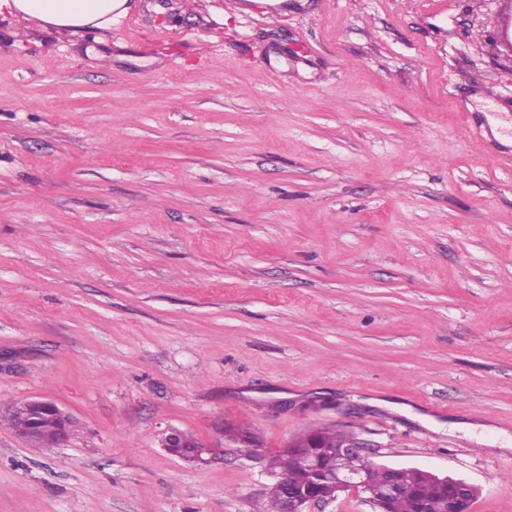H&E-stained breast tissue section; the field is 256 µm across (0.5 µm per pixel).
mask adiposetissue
Here are the masks:
<instances>
[{
    "label": "adipose tissue",
    "instance_id": "ef3b65f1",
    "mask_svg": "<svg viewBox=\"0 0 512 512\" xmlns=\"http://www.w3.org/2000/svg\"><path fill=\"white\" fill-rule=\"evenodd\" d=\"M57 30L109 28L128 11V0H0V10Z\"/></svg>",
    "mask_w": 512,
    "mask_h": 512
}]
</instances>
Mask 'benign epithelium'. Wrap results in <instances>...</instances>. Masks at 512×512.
I'll list each match as a JSON object with an SVG mask.
<instances>
[{
  "label": "benign epithelium",
  "instance_id": "1",
  "mask_svg": "<svg viewBox=\"0 0 512 512\" xmlns=\"http://www.w3.org/2000/svg\"><path fill=\"white\" fill-rule=\"evenodd\" d=\"M11 412L25 420V424L14 429L15 434L26 441L40 440L43 428L32 424L36 416L46 415L58 432V439L46 441L45 446L53 448L70 435L72 427L71 415L57 403L41 398L25 400L14 404ZM243 427L234 422L224 423L215 442H187L188 434L178 429L167 431L161 439V447L188 448L194 458V465H209L216 456L226 448H236L243 439ZM288 448H323L330 457L332 467H323L322 457L312 459V469L320 475L328 477L336 490V496L326 497L316 490L297 493H285L282 512H327V508L337 501V496L345 492L359 495L372 509V512H388L384 503L394 499L407 497L412 488L399 474L406 471L404 467L377 464L369 459V445L354 433L331 427H316L288 441ZM382 469L387 472V481L378 483L374 480V472ZM430 492H438L441 499H433L431 505L438 512H472V505L478 489L461 480L449 476H439L431 471H423Z\"/></svg>",
  "mask_w": 512,
  "mask_h": 512
}]
</instances>
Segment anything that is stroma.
I'll list each match as a JSON object with an SVG mask.
<instances>
[{
  "label": "stroma",
  "instance_id": "35a3bbf8",
  "mask_svg": "<svg viewBox=\"0 0 512 512\" xmlns=\"http://www.w3.org/2000/svg\"><path fill=\"white\" fill-rule=\"evenodd\" d=\"M0 16V512H267L222 422L512 512V63L467 0ZM41 397L67 442L6 424ZM11 412L26 421L19 428H12L10 425L15 434L25 441L31 442L42 439L43 428L31 423L35 416L40 415H47V419H50L53 424V432L58 431V439L51 438L42 447L53 448L66 441L70 435L73 423L71 415L51 400L41 398L25 400L14 404ZM430 492L433 494L434 512H471L472 505L478 494V489L461 479H455L449 476H439L431 471L422 470ZM435 487L441 495L443 501L435 496Z\"/></svg>",
  "mask_w": 512,
  "mask_h": 512
}]
</instances>
